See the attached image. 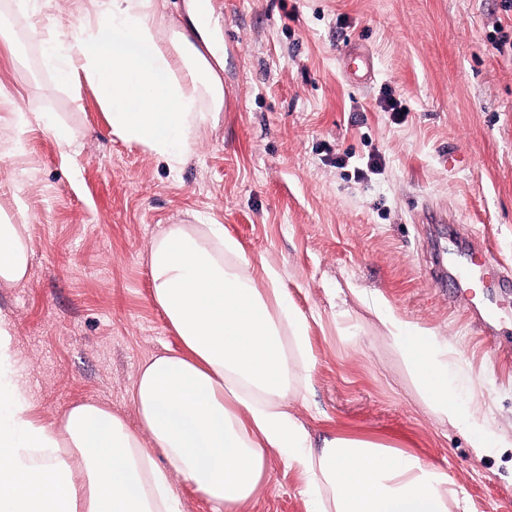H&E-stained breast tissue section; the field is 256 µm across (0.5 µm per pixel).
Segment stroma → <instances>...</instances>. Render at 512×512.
<instances>
[{"label": "stroma", "mask_w": 512, "mask_h": 512, "mask_svg": "<svg viewBox=\"0 0 512 512\" xmlns=\"http://www.w3.org/2000/svg\"><path fill=\"white\" fill-rule=\"evenodd\" d=\"M0 0V214L28 225L26 281L0 285L16 325L32 413L50 425L93 399L136 425L131 390L150 357L183 344L151 298L153 236L189 216L222 224L247 254L278 265L312 325L305 402L314 444L370 436L453 477L465 512H512V447L475 459L462 428L438 423L411 388L374 316L342 290L380 291L405 321L447 337L481 410L512 435V10L502 0H214L227 104L179 172L123 142L87 84L44 65L40 37ZM508 46H500V38ZM369 57L361 80L343 68ZM393 97L399 113L385 111ZM56 113L80 153L39 127L14 149L25 100ZM381 170L357 178L369 156ZM452 215L425 224L423 210ZM498 263L478 301L450 288L466 240ZM242 512H307L303 481L278 457Z\"/></svg>", "instance_id": "obj_1"}]
</instances>
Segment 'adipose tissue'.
<instances>
[{
	"label": "adipose tissue",
	"instance_id": "adipose-tissue-1",
	"mask_svg": "<svg viewBox=\"0 0 512 512\" xmlns=\"http://www.w3.org/2000/svg\"><path fill=\"white\" fill-rule=\"evenodd\" d=\"M94 4L79 29L42 37L46 66L61 84L94 85L113 134L179 171L224 110L219 18L203 15L201 0H186L178 25L167 0ZM33 125L73 149L69 130L32 101L14 116L15 144ZM30 261L28 225L0 224V283L24 282ZM148 261L152 300L184 351L141 365L131 395L138 429L95 400L55 425L35 420L14 323L0 314V512H181V480L214 512H240L266 485L274 454L301 474L309 512L460 508L454 479L415 454L340 434L314 450L289 409L312 368L310 324L278 267L204 223L166 225ZM352 294L377 317L428 412L464 427L476 457L503 447L449 360L447 338L404 321L380 294Z\"/></svg>",
	"mask_w": 512,
	"mask_h": 512
}]
</instances>
